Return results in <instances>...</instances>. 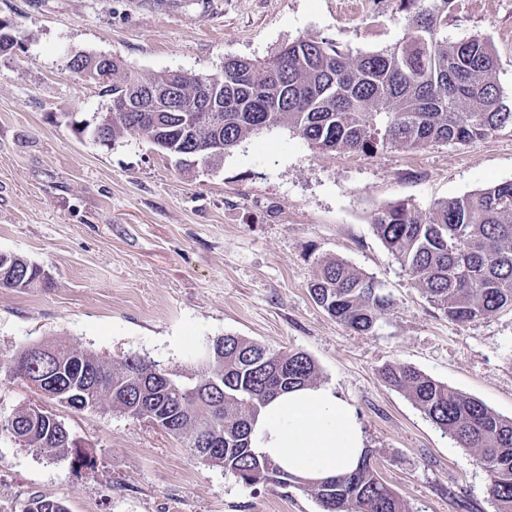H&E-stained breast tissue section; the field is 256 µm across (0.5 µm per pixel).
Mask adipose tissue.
<instances>
[{
    "label": "adipose tissue",
    "instance_id": "1",
    "mask_svg": "<svg viewBox=\"0 0 512 512\" xmlns=\"http://www.w3.org/2000/svg\"><path fill=\"white\" fill-rule=\"evenodd\" d=\"M252 446L285 470L311 480L353 471L366 450L351 406L332 387L321 385L273 399L253 425Z\"/></svg>",
    "mask_w": 512,
    "mask_h": 512
}]
</instances>
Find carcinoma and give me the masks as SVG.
Segmentation results:
<instances>
[{
	"mask_svg": "<svg viewBox=\"0 0 512 512\" xmlns=\"http://www.w3.org/2000/svg\"><path fill=\"white\" fill-rule=\"evenodd\" d=\"M458 0H400L407 14L403 36L379 51L353 56L330 41L297 39L272 58L224 62V99L208 124L195 121L202 74L177 85L183 111L161 112L137 99L139 88L163 85L170 72L145 77L120 74L112 58V110L102 114L108 146L124 136L148 140L166 155L191 152L209 160L229 152L248 136L286 126L321 154L351 151L373 155L388 147L416 150L432 143L468 144L512 128V105L495 79L496 58L483 37L448 38V13ZM135 105L125 111L126 103ZM378 238L437 310L455 323L480 320L512 308V180L462 197L435 202L428 214L402 200L372 217ZM4 287L30 291L45 287L39 265L18 255L0 254ZM374 277L344 259L325 262L310 286L314 301L337 322L372 333L387 316L388 299ZM202 363L166 387L171 377L161 364L127 356L108 364L94 353L62 345H30L10 360L15 376L32 349L46 362L43 392L70 408L103 404L130 418L145 420L187 438L203 463L248 485L273 484L307 489L323 512H402L397 494L378 475L367 449L352 472L320 482L306 481L257 453L251 446L252 421L281 392L314 384L318 366L294 349L272 351L241 336L224 335L207 343ZM97 368V384H87L80 366ZM384 382L403 392L459 446L476 453L492 476L489 493L496 512H512V419L481 401L396 363L381 371ZM12 438L4 422L0 436ZM16 437L28 448L55 458L69 455L87 462L52 418H41ZM25 512H69L56 499L36 495Z\"/></svg>",
	"mask_w": 512,
	"mask_h": 512,
	"instance_id": "1",
	"label": "carcinoma"
}]
</instances>
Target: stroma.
<instances>
[{
	"label": "stroma",
	"instance_id": "1",
	"mask_svg": "<svg viewBox=\"0 0 512 512\" xmlns=\"http://www.w3.org/2000/svg\"><path fill=\"white\" fill-rule=\"evenodd\" d=\"M399 0H0L18 44L0 55V251L50 275L45 288H0V419L39 406L93 455L75 467L0 437V507L28 497L69 512H322L307 491L247 486L193 457L185 439L100 406L73 411L37 394L9 358L36 343L74 345L105 362L129 355L172 373L225 334L298 349L350 403L381 479L405 512H494L489 473L382 368L403 363L512 418V310L453 323L416 288L374 232L373 213L421 211L512 179V129L466 145L317 154L270 127L221 164L182 165L144 139L105 147L74 121L107 112L98 84L69 72L106 54L139 74H220L228 58L263 61L283 45L327 40L351 54L402 37ZM448 35L492 43L512 100V0H463ZM341 258L384 285L392 307L365 334L336 322L309 286Z\"/></svg>",
	"mask_w": 512,
	"mask_h": 512
}]
</instances>
